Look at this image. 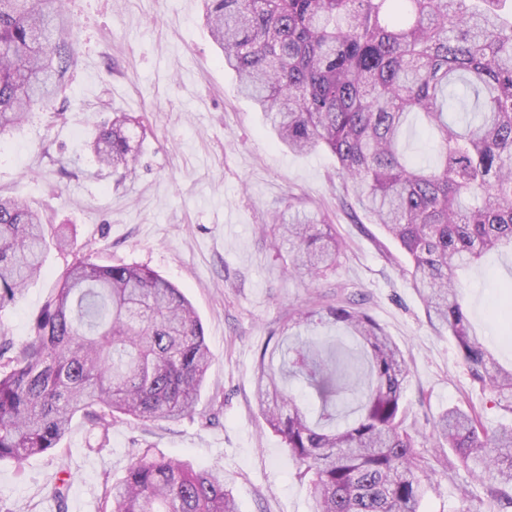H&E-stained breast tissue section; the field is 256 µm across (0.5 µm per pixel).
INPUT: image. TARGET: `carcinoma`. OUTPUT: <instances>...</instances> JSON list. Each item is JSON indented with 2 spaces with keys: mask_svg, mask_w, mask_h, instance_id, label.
I'll use <instances>...</instances> for the list:
<instances>
[{
  "mask_svg": "<svg viewBox=\"0 0 512 512\" xmlns=\"http://www.w3.org/2000/svg\"><path fill=\"white\" fill-rule=\"evenodd\" d=\"M205 24L241 92L296 153L326 149L360 207L406 252L413 288L456 342L471 380L512 412V368L471 332L459 273L512 250V0H203ZM64 0H0V135L48 107L74 63ZM417 119L434 154L407 155ZM127 117L99 125L96 163L136 166ZM317 214L274 217L294 270L317 280L340 243ZM67 240L25 201L0 197V308L40 275L50 244ZM330 322L363 347L367 371L328 343L294 336L264 349L256 398L313 490V512H421L439 473L416 449L401 397L399 347L351 297ZM211 365L183 292L137 265L82 255L60 275L34 326L0 340V461L57 448L73 419L178 421L195 413ZM295 377L320 400L311 414ZM364 385L356 417L336 424V400ZM432 438L446 444L485 495L512 507V426L474 408L445 410ZM101 512H239L228 478L145 449L110 488Z\"/></svg>",
  "mask_w": 512,
  "mask_h": 512,
  "instance_id": "1",
  "label": "carcinoma"
}]
</instances>
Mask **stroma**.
Masks as SVG:
<instances>
[{
  "label": "stroma",
  "mask_w": 512,
  "mask_h": 512,
  "mask_svg": "<svg viewBox=\"0 0 512 512\" xmlns=\"http://www.w3.org/2000/svg\"><path fill=\"white\" fill-rule=\"evenodd\" d=\"M76 61L53 111L31 112L0 135V194L17 195L69 237L50 250L41 277L0 309V337L15 344L33 323L75 253L102 265L136 264L176 284L192 303L213 361L193 417L124 420L109 429L74 418L56 453L0 462V512H57L51 486L68 479V512H100L104 494L135 454L153 448L233 478L239 512H312L280 436L260 414L254 368L268 342L296 334L288 313L325 310L355 294L400 347L403 392L417 448L447 408L476 406L512 424L474 385L447 331L436 326L406 273L399 244L348 194L335 157L281 146L238 90L202 20V0H67ZM130 117L139 160L124 176L99 168L86 144L98 123ZM321 214L343 243L318 280L293 272L288 245L262 231L275 214ZM470 321L503 366H512V254L492 252L463 277ZM422 512H500L454 463L428 486Z\"/></svg>",
  "instance_id": "obj_1"
}]
</instances>
